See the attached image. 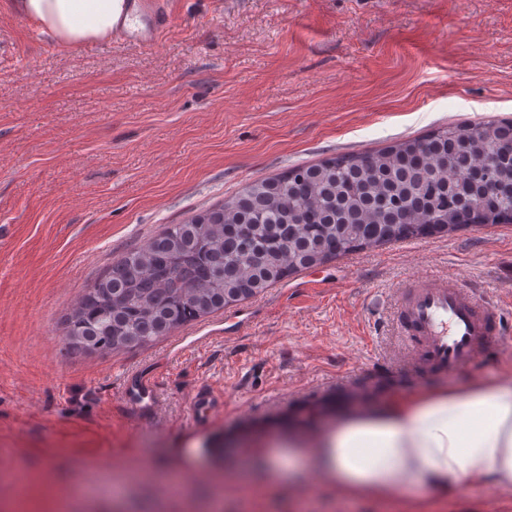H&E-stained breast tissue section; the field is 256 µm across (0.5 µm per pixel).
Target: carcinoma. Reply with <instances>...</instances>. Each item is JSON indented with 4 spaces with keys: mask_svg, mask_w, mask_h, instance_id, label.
Returning <instances> with one entry per match:
<instances>
[{
    "mask_svg": "<svg viewBox=\"0 0 512 512\" xmlns=\"http://www.w3.org/2000/svg\"><path fill=\"white\" fill-rule=\"evenodd\" d=\"M511 172L512 123L483 122L256 179L113 264L68 315L65 344L132 349L333 257L507 224L492 179Z\"/></svg>",
    "mask_w": 512,
    "mask_h": 512,
    "instance_id": "carcinoma-1",
    "label": "carcinoma"
}]
</instances>
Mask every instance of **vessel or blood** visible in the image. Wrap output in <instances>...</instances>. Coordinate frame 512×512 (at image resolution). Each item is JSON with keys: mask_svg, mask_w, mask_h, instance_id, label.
<instances>
[{"mask_svg": "<svg viewBox=\"0 0 512 512\" xmlns=\"http://www.w3.org/2000/svg\"><path fill=\"white\" fill-rule=\"evenodd\" d=\"M173 20L164 0H123L122 18L112 36L124 42L153 45ZM396 321L408 352L411 371L453 376L476 369L493 351L512 345V319L480 289L449 278H418L400 289ZM155 381L146 376L126 378L127 407L143 411L153 398ZM354 376L324 389L321 403L344 406L359 401Z\"/></svg>", "mask_w": 512, "mask_h": 512, "instance_id": "1", "label": "vessel or blood"}]
</instances>
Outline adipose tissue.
Returning <instances> with one entry per match:
<instances>
[{
	"label": "adipose tissue",
	"mask_w": 512,
	"mask_h": 512,
	"mask_svg": "<svg viewBox=\"0 0 512 512\" xmlns=\"http://www.w3.org/2000/svg\"><path fill=\"white\" fill-rule=\"evenodd\" d=\"M123 0H10L66 47L111 39ZM325 480L348 497L390 500L405 483L447 496L462 485L512 489V377L438 384L343 414L314 443Z\"/></svg>",
	"instance_id": "adipose-tissue-1"
}]
</instances>
